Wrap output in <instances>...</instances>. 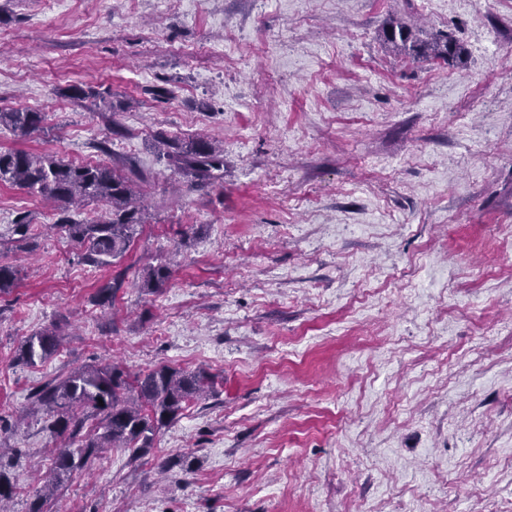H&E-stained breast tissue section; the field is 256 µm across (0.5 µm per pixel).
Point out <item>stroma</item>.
Listing matches in <instances>:
<instances>
[{
  "label": "stroma",
  "instance_id": "35a3bbf8",
  "mask_svg": "<svg viewBox=\"0 0 512 512\" xmlns=\"http://www.w3.org/2000/svg\"><path fill=\"white\" fill-rule=\"evenodd\" d=\"M394 22L464 53L385 44ZM13 110L42 128L0 127V150L132 169L144 222L92 265L51 206L0 184V225L37 227L0 246L20 271L0 296L9 512L74 445L31 393L113 362L212 383L49 512H512V0H0ZM159 133L215 141L220 178L190 189ZM51 327L58 352L19 360Z\"/></svg>",
  "mask_w": 512,
  "mask_h": 512
}]
</instances>
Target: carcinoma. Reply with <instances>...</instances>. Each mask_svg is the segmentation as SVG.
<instances>
[{
  "label": "carcinoma",
  "instance_id": "obj_1",
  "mask_svg": "<svg viewBox=\"0 0 512 512\" xmlns=\"http://www.w3.org/2000/svg\"><path fill=\"white\" fill-rule=\"evenodd\" d=\"M385 40L399 42L418 56L453 59L462 49L448 37L421 39L402 24L384 32ZM39 112L14 110L0 112V125L21 135L40 128ZM160 152L174 172L197 188L212 184L224 169V152L203 137L177 142L157 136ZM0 182L19 186L57 204L59 218L54 227L86 247L84 259L103 264L105 259L122 258L137 228L143 224L142 209L132 204L130 178L103 164H72L53 154L36 155L26 150L0 151ZM81 201H96L108 207L106 217L77 222L68 219L70 207ZM33 227L29 216H18L15 223L0 227V245L23 243ZM171 276L167 266L148 267L141 274V285L150 290L164 286ZM16 281L15 269L0 264V295L8 294ZM60 346L57 330L47 328L31 336L23 345L20 360L33 363L55 354ZM207 389L202 371H185L160 365L133 378L118 365L81 367L38 387L33 403L47 412L49 429L78 440V448H64L53 458L47 481L54 490L104 448H125L137 459L152 447L158 428L173 421L183 404Z\"/></svg>",
  "mask_w": 512,
  "mask_h": 512
}]
</instances>
